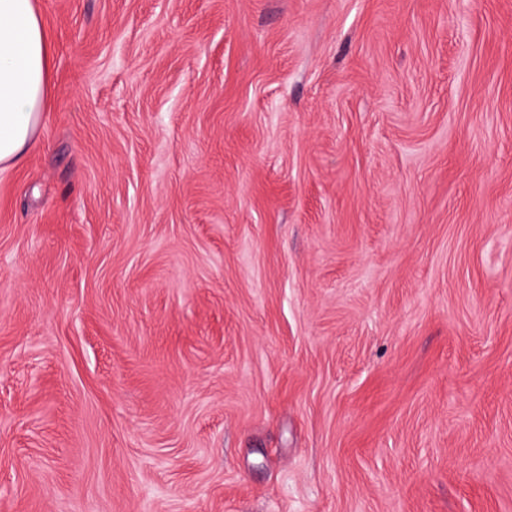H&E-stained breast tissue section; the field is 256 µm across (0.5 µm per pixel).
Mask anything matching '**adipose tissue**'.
<instances>
[{
    "mask_svg": "<svg viewBox=\"0 0 512 512\" xmlns=\"http://www.w3.org/2000/svg\"><path fill=\"white\" fill-rule=\"evenodd\" d=\"M50 69L34 0H0V166L25 161L48 107Z\"/></svg>",
    "mask_w": 512,
    "mask_h": 512,
    "instance_id": "ef3b65f1",
    "label": "adipose tissue"
}]
</instances>
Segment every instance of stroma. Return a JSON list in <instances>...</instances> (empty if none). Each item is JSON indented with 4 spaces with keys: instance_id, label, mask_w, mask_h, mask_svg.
<instances>
[{
    "instance_id": "1",
    "label": "stroma",
    "mask_w": 512,
    "mask_h": 512,
    "mask_svg": "<svg viewBox=\"0 0 512 512\" xmlns=\"http://www.w3.org/2000/svg\"><path fill=\"white\" fill-rule=\"evenodd\" d=\"M35 3L0 512H512V0Z\"/></svg>"
}]
</instances>
